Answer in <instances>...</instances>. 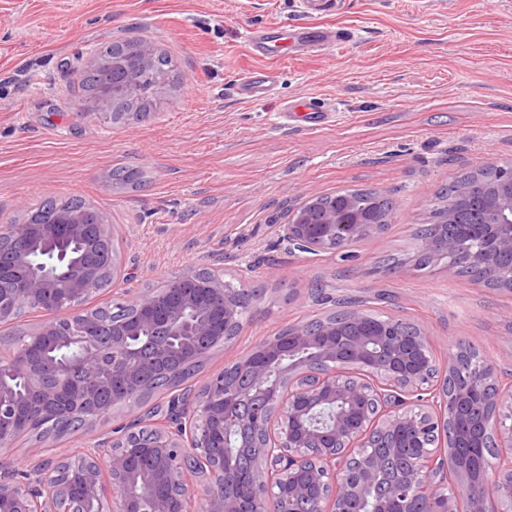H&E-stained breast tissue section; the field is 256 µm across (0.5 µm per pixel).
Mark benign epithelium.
<instances>
[{"mask_svg": "<svg viewBox=\"0 0 512 512\" xmlns=\"http://www.w3.org/2000/svg\"><path fill=\"white\" fill-rule=\"evenodd\" d=\"M158 48L133 43L123 69H146ZM111 92L93 98L90 115L130 120L139 112H117ZM493 181L462 184L457 203L444 205L419 253L442 265L448 277L460 265L486 288L512 292V165L491 169ZM312 194L288 211L278 240L290 251L319 255L346 250L381 233L393 204L358 212L350 198L338 206L315 207ZM478 199L482 223L461 227L462 205ZM51 248L43 271L32 260L31 243ZM0 269L18 274L16 288L0 293V322L13 320L20 304L49 305L55 318L33 332L48 346L75 347L60 360L46 355L20 367L35 422L78 415L79 426L95 428L109 412L134 409L144 372L167 371L176 356L186 364L206 360L230 343L246 316L243 293L233 280L209 274L202 284L190 270L140 295L133 317L115 322L105 311L83 313L76 304L122 272L111 225L91 209L63 212L44 224L29 221L0 227ZM204 288L220 304L215 316L193 317ZM179 296L160 310V297ZM369 310L356 304L344 316L331 312L314 325L288 326L224 372L205 378L196 392L160 405L159 418L145 427L150 447L167 461L162 480L170 497L156 493L157 477L136 466L127 448L136 434L120 433L113 448L80 450L40 465L34 480L0 471V512H416L429 492L426 512H512V384L497 383L495 366L465 343L448 347L438 361L418 324L390 317L371 327ZM301 352L277 375L270 364ZM18 406L0 377V447L28 455L15 444ZM249 431L252 460L244 473L227 445L215 436ZM497 449L494 466L448 462L483 439ZM391 472L383 496L374 489Z\"/></svg>", "mask_w": 512, "mask_h": 512, "instance_id": "benign-epithelium-1", "label": "benign epithelium"}]
</instances>
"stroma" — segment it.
I'll list each match as a JSON object with an SVG mask.
<instances>
[{
    "instance_id": "obj_1",
    "label": "stroma",
    "mask_w": 512,
    "mask_h": 512,
    "mask_svg": "<svg viewBox=\"0 0 512 512\" xmlns=\"http://www.w3.org/2000/svg\"><path fill=\"white\" fill-rule=\"evenodd\" d=\"M303 2L0 0V225L47 197L93 204L114 228L125 278L89 308L134 301L190 269L262 290L193 387L320 314L301 300L316 286L418 323L436 355L466 339L512 380V293L416 264V232L440 190L512 163V0H336L322 14ZM295 25L350 37L308 52L286 38ZM131 37L172 58L175 82L143 121L87 118L92 102L73 87L88 52ZM257 70L276 72L273 92L240 100ZM303 96L329 110L326 123H284V103ZM121 169L135 179L113 180ZM340 190L393 199L386 230L322 256L279 243L288 207ZM128 420L117 411L95 430L43 439L33 457L2 451L0 465L33 472Z\"/></svg>"
}]
</instances>
